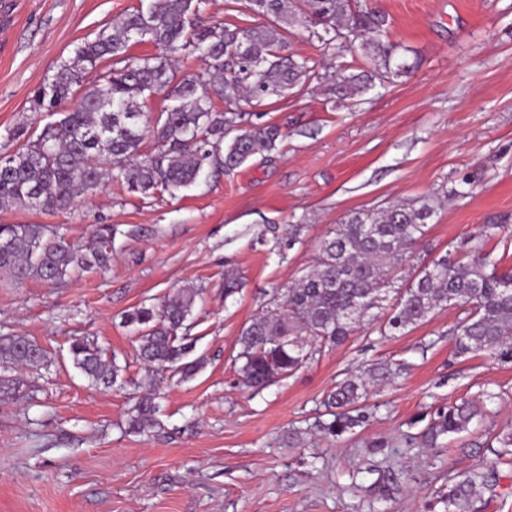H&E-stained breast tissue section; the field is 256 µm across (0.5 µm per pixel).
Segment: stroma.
<instances>
[{"label":"stroma","mask_w":512,"mask_h":512,"mask_svg":"<svg viewBox=\"0 0 512 512\" xmlns=\"http://www.w3.org/2000/svg\"><path fill=\"white\" fill-rule=\"evenodd\" d=\"M367 2L419 62L396 82L343 101L314 82L251 106L252 121L280 126L284 140L174 197L145 198L110 179L70 215L0 207V224H49L81 242L95 224L124 230L108 267L75 270L55 287L0 279V336L36 342L49 364L0 392V512H446L449 478L481 464L495 465L496 486L476 512H512V461L496 458L498 435L512 428V363L456 357V308L403 336L359 331L260 392L238 383L242 328L352 212L435 200L413 265L478 244L497 271L512 270V0ZM138 4L0 0V151L16 149L14 128L46 122L30 100L61 60ZM287 44L329 75L367 65L359 50L336 54L299 25ZM292 224L302 227L293 244ZM485 224L495 234L477 240ZM229 274L241 281L230 298ZM188 285L199 290L190 334L206 365L161 382L169 433L147 439L125 424L147 380L125 316ZM74 336L124 365V388L88 383L70 359ZM381 361L405 370L369 388L368 422L339 437L313 430L336 383ZM463 397L483 404L468 432L418 443L437 411Z\"/></svg>","instance_id":"stroma-1"}]
</instances>
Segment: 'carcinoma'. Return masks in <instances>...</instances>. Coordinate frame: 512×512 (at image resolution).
Here are the masks:
<instances>
[{
	"label": "carcinoma",
	"instance_id": "carcinoma-1",
	"mask_svg": "<svg viewBox=\"0 0 512 512\" xmlns=\"http://www.w3.org/2000/svg\"><path fill=\"white\" fill-rule=\"evenodd\" d=\"M208 0H140L120 22L100 29L76 46L53 77L33 95V108L51 117L40 131L20 127L19 142L0 154V205L48 214L70 213L107 178L146 197L192 186L205 168L219 171L244 164L282 138L275 125L249 120L240 103L285 97L291 90L322 79L318 66L285 53L282 30L302 22L322 46L341 52L355 45L373 64L371 71H336L331 91L340 97L365 93L375 80L394 81L416 63L388 37L387 16L359 0H243L261 23L204 25L200 13ZM151 42L161 57L126 55L133 43ZM120 57L125 65L106 68ZM195 57L199 71L178 75L172 59ZM88 89L70 108L73 87ZM166 93L168 106L149 120L141 100ZM153 151L142 153L147 134ZM437 205L397 204L383 210H360L320 241L313 268L292 285L276 291L270 305L238 337V380L262 390L302 368L325 347L345 343L354 333L374 327L381 336L406 334L448 306L463 309L454 327L458 357L480 353L512 363V273L490 269L479 251L463 258L442 255L405 270L415 246L427 235ZM118 229L93 225L87 243L70 241L48 224H0V274L10 279L37 278L55 284L75 268L107 266ZM198 289H177L157 308L142 306L125 316L138 325V355L150 377V389L134 404L128 430L151 437L165 431L159 419L155 377L179 380L196 375L203 358H190L194 340L188 323ZM73 365L92 384L114 387L123 367L96 342L72 339ZM45 350L24 336H0V388L17 379L3 376L15 368L38 372ZM394 375L377 362L366 372L337 383L324 405L329 421L316 428L341 436L367 421L368 387L385 385ZM481 414L463 399L438 413L420 433L433 445L441 436L469 430ZM492 487V469L478 467L448 483L446 512H471Z\"/></svg>",
	"mask_w": 512,
	"mask_h": 512
}]
</instances>
